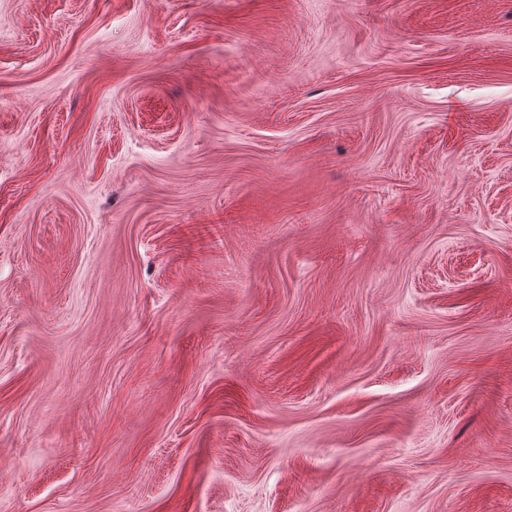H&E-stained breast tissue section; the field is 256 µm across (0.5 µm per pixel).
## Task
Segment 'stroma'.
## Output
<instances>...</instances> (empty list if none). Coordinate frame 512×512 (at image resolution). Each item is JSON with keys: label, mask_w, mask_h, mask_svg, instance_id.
<instances>
[{"label": "stroma", "mask_w": 512, "mask_h": 512, "mask_svg": "<svg viewBox=\"0 0 512 512\" xmlns=\"http://www.w3.org/2000/svg\"><path fill=\"white\" fill-rule=\"evenodd\" d=\"M0 512H512V0H0Z\"/></svg>", "instance_id": "stroma-1"}]
</instances>
